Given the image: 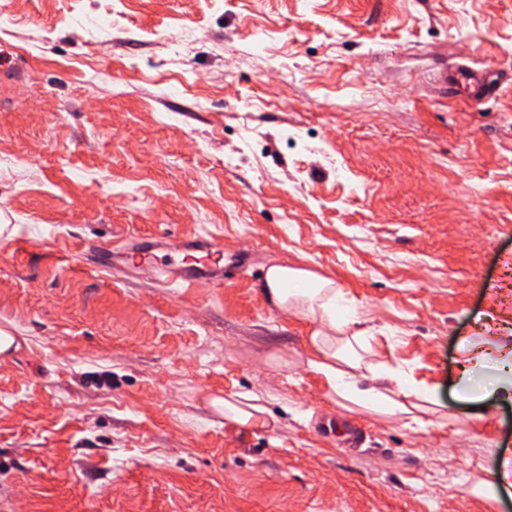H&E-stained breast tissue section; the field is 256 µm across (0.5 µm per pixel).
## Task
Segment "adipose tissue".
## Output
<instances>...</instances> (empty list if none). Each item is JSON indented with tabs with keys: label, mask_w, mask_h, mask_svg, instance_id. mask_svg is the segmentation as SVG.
<instances>
[{
	"label": "adipose tissue",
	"mask_w": 512,
	"mask_h": 512,
	"mask_svg": "<svg viewBox=\"0 0 512 512\" xmlns=\"http://www.w3.org/2000/svg\"><path fill=\"white\" fill-rule=\"evenodd\" d=\"M262 294L269 305L285 314L309 319L314 329L307 338L310 368L321 374L330 394L361 405L379 406L391 414L407 413L405 398L415 395L403 372L367 361L371 349L367 331L357 329L356 315L341 316L336 306L342 296L335 281L304 269L275 264L268 268ZM484 357L468 350L462 358L457 383L460 400L475 406L497 396L512 401V379L472 389L475 369Z\"/></svg>",
	"instance_id": "ef3b65f1"
}]
</instances>
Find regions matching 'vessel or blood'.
I'll return each mask as SVG.
<instances>
[{"label":"vessel or blood","instance_id":"1","mask_svg":"<svg viewBox=\"0 0 512 512\" xmlns=\"http://www.w3.org/2000/svg\"><path fill=\"white\" fill-rule=\"evenodd\" d=\"M448 82L474 90L484 99L496 93L495 87L479 83L477 73L468 67L451 68ZM83 253L93 269L105 275L111 274L113 267L134 261L163 283L207 288L224 280V243L210 235L174 241L159 233L133 252L116 249L111 240L100 239L86 243Z\"/></svg>","mask_w":512,"mask_h":512}]
</instances>
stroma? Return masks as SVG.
I'll list each match as a JSON object with an SVG mask.
<instances>
[{
	"instance_id": "1",
	"label": "stroma",
	"mask_w": 512,
	"mask_h": 512,
	"mask_svg": "<svg viewBox=\"0 0 512 512\" xmlns=\"http://www.w3.org/2000/svg\"><path fill=\"white\" fill-rule=\"evenodd\" d=\"M0 512H512V0H0ZM110 16L106 33L82 18ZM193 33L175 49L180 31ZM462 64L497 87L449 93ZM224 242L184 288L83 241ZM335 280L370 361L430 392L344 408L268 266ZM261 397L270 424L216 397ZM484 358V354H478V351L472 348L462 357L461 375L456 390L458 398L478 407L493 396L512 402V379L498 380L495 384H490V387L485 386L478 391H473L471 388L474 370L484 366ZM212 406L224 414V418L231 419L239 424H259L265 425L264 413L266 408L261 405L232 402L224 398H213Z\"/></svg>"
}]
</instances>
